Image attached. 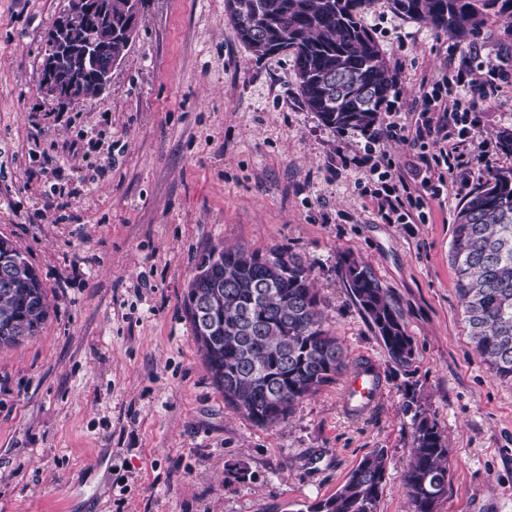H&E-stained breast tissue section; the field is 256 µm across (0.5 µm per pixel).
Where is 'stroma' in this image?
Listing matches in <instances>:
<instances>
[{
  "label": "stroma",
  "instance_id": "obj_1",
  "mask_svg": "<svg viewBox=\"0 0 512 512\" xmlns=\"http://www.w3.org/2000/svg\"><path fill=\"white\" fill-rule=\"evenodd\" d=\"M65 0H0V236L38 270L53 311L0 349V512H306L374 449L388 455L377 512H408L401 474L420 412L448 448L436 512H512V381L467 334L448 261L455 212L512 127V32L458 41L375 0L364 23L410 113L422 80L493 71L472 99L486 145L423 224H385L351 159L366 147L410 177L412 142L324 126L302 104L291 57L255 59L225 0H147L129 56L100 97L62 106L38 91L43 36ZM349 157L339 167L340 157ZM285 246L312 269L349 369L378 398L355 415L346 376L272 427L225 407L184 317L199 255ZM386 288L412 342L394 363L345 286L340 259ZM241 464L252 480L224 482Z\"/></svg>",
  "mask_w": 512,
  "mask_h": 512
}]
</instances>
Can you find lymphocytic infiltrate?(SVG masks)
Returning <instances> with one entry per match:
<instances>
[{
  "label": "lymphocytic infiltrate",
  "mask_w": 512,
  "mask_h": 512,
  "mask_svg": "<svg viewBox=\"0 0 512 512\" xmlns=\"http://www.w3.org/2000/svg\"><path fill=\"white\" fill-rule=\"evenodd\" d=\"M482 85L481 77L461 66L438 80H422L414 123L403 121L399 112H388L383 133L393 139H411L420 146L421 179L408 182L387 155L365 156L368 178L376 185L377 214L383 223H424L428 200L442 196L448 181L463 179L474 158L463 102Z\"/></svg>",
  "instance_id": "1"
}]
</instances>
